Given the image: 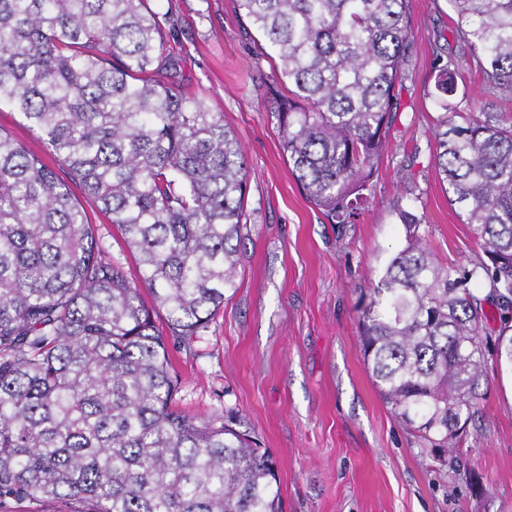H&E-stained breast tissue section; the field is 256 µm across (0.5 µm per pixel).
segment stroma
I'll use <instances>...</instances> for the list:
<instances>
[{"label": "stroma", "mask_w": 512, "mask_h": 512, "mask_svg": "<svg viewBox=\"0 0 512 512\" xmlns=\"http://www.w3.org/2000/svg\"><path fill=\"white\" fill-rule=\"evenodd\" d=\"M175 24L182 90L223 113L245 150L247 224L236 288L197 336L167 339L179 406L206 418L234 409L277 465L284 512H512V372L485 362L482 394L444 456L414 437L364 359L360 308L406 244L397 209L416 214L424 244L449 267L479 248L448 201L435 162L436 55L458 63L459 116L512 117L456 36L448 0H408V78L399 116L357 223L332 224L291 173L265 89L274 62L244 29L235 0H149ZM106 254L140 269L119 229L83 200Z\"/></svg>", "instance_id": "obj_1"}]
</instances>
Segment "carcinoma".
<instances>
[{"instance_id": "obj_1", "label": "carcinoma", "mask_w": 512, "mask_h": 512, "mask_svg": "<svg viewBox=\"0 0 512 512\" xmlns=\"http://www.w3.org/2000/svg\"><path fill=\"white\" fill-rule=\"evenodd\" d=\"M448 2L485 85L512 84V0ZM237 9L273 52L267 96L293 175L330 223H355L407 79V0ZM166 43L148 0H0V103L57 163L0 132V512L38 500L283 512L275 461L237 429L238 412L202 419L176 404L157 319L195 336L236 287L247 175L224 115L170 81ZM436 61L438 175L482 257L439 265L421 220L398 210L407 245L381 277L383 312L365 308L360 324L384 399L442 449L474 413L490 348L474 289L512 321V124L495 112L457 124V66ZM74 185L121 231L139 281L105 257ZM492 348L512 370V336Z\"/></svg>"}]
</instances>
